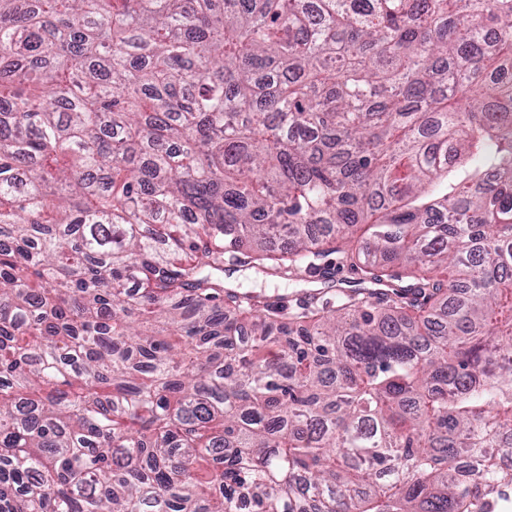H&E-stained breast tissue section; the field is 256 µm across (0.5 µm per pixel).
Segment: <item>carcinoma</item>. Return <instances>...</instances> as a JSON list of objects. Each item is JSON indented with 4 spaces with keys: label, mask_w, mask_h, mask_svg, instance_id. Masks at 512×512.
Here are the masks:
<instances>
[{
    "label": "carcinoma",
    "mask_w": 512,
    "mask_h": 512,
    "mask_svg": "<svg viewBox=\"0 0 512 512\" xmlns=\"http://www.w3.org/2000/svg\"><path fill=\"white\" fill-rule=\"evenodd\" d=\"M510 492L512 0H0V512ZM339 261L336 254L322 261V264L329 265L328 268L331 269L330 272L332 273L331 280L326 283L320 275L314 279L307 278L308 280L318 279L316 283L294 282L270 277L254 270L239 271L245 275L242 279L236 278L234 281H230V278H227L224 274V280L225 282H231L239 292L260 295L269 303L281 304L280 302L284 301L287 307L295 306L307 300L306 292L321 289L320 291H324L322 299L329 301L330 306L337 307L342 301L340 291L354 288L351 285L356 283L352 282L359 278V275L350 267L349 262L340 263Z\"/></svg>",
    "instance_id": "cac0c4a2"
}]
</instances>
